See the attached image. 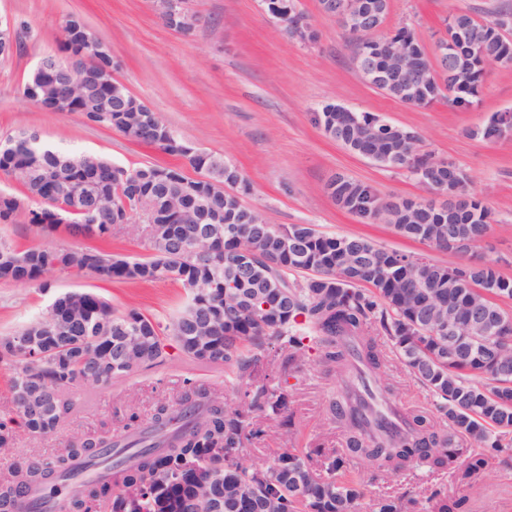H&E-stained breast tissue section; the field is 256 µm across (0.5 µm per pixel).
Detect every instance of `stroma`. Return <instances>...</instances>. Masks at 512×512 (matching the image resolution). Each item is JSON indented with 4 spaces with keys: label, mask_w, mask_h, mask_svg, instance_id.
Instances as JSON below:
<instances>
[{
    "label": "stroma",
    "mask_w": 512,
    "mask_h": 512,
    "mask_svg": "<svg viewBox=\"0 0 512 512\" xmlns=\"http://www.w3.org/2000/svg\"><path fill=\"white\" fill-rule=\"evenodd\" d=\"M198 19L191 35L168 28L151 0H0V19L20 33L22 47L0 57V142L21 128L36 131L42 143L75 153H95L115 165L177 166L189 178L194 169L184 159L158 148L133 143L120 132L85 121L76 112H47L30 103L23 86L39 61L61 55L62 25L81 15L92 32L107 42L116 66L113 75L131 94L148 104L183 142L221 156L245 177L244 204L271 224H311L326 234L362 236L374 244L439 262L463 263L483 256L512 278V130L499 139H484L482 130L496 114L512 113V65L488 67L472 103L459 107L447 99L429 105H406L372 87L352 60L351 47L335 18L323 14L319 0H297V9L312 23L317 39L302 44L284 34L262 0H186ZM512 12V0H389L387 30L409 26L433 45L444 21L456 13L491 19ZM334 102L366 112L421 138L422 154L452 163L464 173L467 190L492 210L487 239L470 254H448L396 234L385 223L360 218L336 205L327 191L338 175L367 186L377 201L433 198V191L406 171L381 167L353 154L325 136L314 118ZM37 204L25 200L13 220L0 223V242L18 249L91 246L130 258L148 254L142 233L126 224L112 227L111 239L87 240L60 232L43 235L31 225ZM48 288L0 281V336L14 334L37 318L59 294L94 291L113 307L133 306L160 321L176 316L187 301L174 282H107L89 272L58 271ZM392 401L405 412L428 411L432 400L388 353ZM271 383L287 386L293 439L273 427L246 442L244 464L263 463L277 449L303 451L344 448L345 430L331 420L330 404L339 399L346 374L325 372L315 354L297 361L292 376L278 366L266 370ZM205 387L229 406L241 401L223 365L172 362L99 388H70L75 407L47 436L19 433L14 447L0 451V471L26 466L64 453L75 441L127 433L130 414L149 426L158 404L174 401L186 382ZM473 451L462 448L450 466L377 473L355 464L351 474L362 485L360 512H371L382 496L413 499L419 512H431L429 498L441 492L465 501L464 512H512V462L461 478Z\"/></svg>",
    "instance_id": "35a3bbf8"
}]
</instances>
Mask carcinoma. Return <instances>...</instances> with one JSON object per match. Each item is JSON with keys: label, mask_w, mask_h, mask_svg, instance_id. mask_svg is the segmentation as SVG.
I'll use <instances>...</instances> for the list:
<instances>
[{"label": "carcinoma", "mask_w": 512, "mask_h": 512, "mask_svg": "<svg viewBox=\"0 0 512 512\" xmlns=\"http://www.w3.org/2000/svg\"><path fill=\"white\" fill-rule=\"evenodd\" d=\"M511 12L479 21L458 13L445 23L440 40L455 48L458 75L440 88L429 82L406 92L382 87L380 91L408 105L424 106L442 97L463 106L477 95L487 66L512 55L498 22ZM81 17L64 22L63 49L75 46L73 33ZM352 46L353 61L375 56L381 41L392 37L428 69L435 51L407 27L391 34H358L345 28ZM378 137L375 147L384 156L374 163L386 168L411 170L423 184L439 189L455 174L440 169L427 176L430 163L420 157L410 162L403 147L415 134L376 116L358 113ZM336 105L327 104L315 116L324 134L341 139L347 149L363 155L355 132L336 127ZM15 145L0 151V173L7 176L35 164L42 179L24 183L25 192L39 207L30 212V223L41 233L57 230L53 217L69 209L72 236L96 224L99 239L112 236V225L122 223L126 212L150 205V223L163 230L148 236L149 255L128 260L97 249L31 248L18 250L0 242V279L17 283L42 282L62 270H89L109 282L135 281L181 284L188 295L182 311L163 326L135 308L116 311L100 295L89 291L66 292L59 305L74 298L83 302L78 320L71 323L69 336H57L40 319L24 331L38 337L31 354L13 343V336H0V362L12 371L10 387L22 376L32 383L56 390L52 415L46 421L26 418L11 407L0 409V448L13 445L17 429L34 436L54 432L70 412L72 402L63 398V387L79 381V375L100 359L114 356L119 342L138 334L149 347L137 360L99 374L101 385L129 376L141 369L163 365L171 344L193 362H222L238 386L246 385L244 400L231 408L208 390L190 385L171 403L157 406L151 425L136 426L137 415L129 417L133 431L122 444L108 437L88 438L68 449L66 455L26 468H16L0 479V509L4 512H125L123 491L139 493L138 512H211L204 502L221 501V512H240L238 502L258 492L270 504V512H358L362 496L358 484L347 478L349 460L342 453L325 456V469L309 463L294 448H283L263 465L246 466L239 461L243 440L259 434L253 418L261 415L285 431L293 427L288 415L291 394L281 384L270 385L255 377L257 368L274 351L281 356L282 370L293 368L297 358L316 351L327 370L352 367L364 377L386 380L387 362L381 340L392 345L402 363L432 396L433 409L446 425L435 429L422 413L410 415L405 431H391L370 401H350L349 391L331 405L337 420L346 425L349 449L379 472L401 471L424 459L431 469L447 466L462 443L482 449L467 470L482 469L496 460H512V312L496 299H512V280L503 277L492 261L467 271L458 263L439 264L423 257L380 247L361 236L329 235L310 224H290L299 247L291 255L281 254L262 238L247 234L250 223L264 217L233 193L220 191L237 169L224 158L196 149L188 155L184 142L161 120H156L153 137L140 143L180 155L200 171L202 178L190 179L178 168L144 165L133 169L112 167L101 158L96 168L70 164L72 154L42 144L30 149L20 134ZM191 186L194 208L210 214L216 244L201 259H189L173 250L172 229L191 230L193 224L172 222L167 199H176L183 184ZM331 195L347 211L364 219L381 218L398 234L422 241L419 230L436 240V247L458 252L457 244L478 241L477 227L489 229L492 212L477 200L448 215V205L430 202L412 209L406 201L386 203L383 213L349 204L358 198L374 203L370 190L343 176L328 184ZM454 244H448V239ZM255 266L257 274L246 280L237 277L241 263ZM493 285L494 302L476 286ZM477 301L499 311L503 317L500 335H478L462 321L454 336L439 335L426 326L425 317L441 318L448 308ZM286 302L288 314L263 308ZM82 469L104 474L83 483V491L59 504L31 499L34 488L70 480Z\"/></svg>", "instance_id": "1"}]
</instances>
